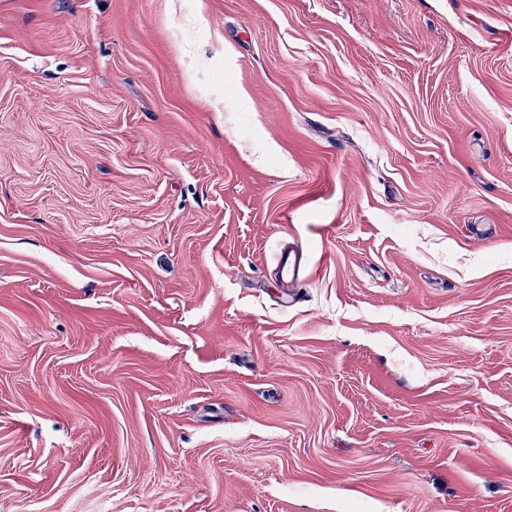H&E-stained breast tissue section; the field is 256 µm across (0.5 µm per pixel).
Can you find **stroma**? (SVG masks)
I'll return each mask as SVG.
<instances>
[{"label": "stroma", "mask_w": 512, "mask_h": 512, "mask_svg": "<svg viewBox=\"0 0 512 512\" xmlns=\"http://www.w3.org/2000/svg\"><path fill=\"white\" fill-rule=\"evenodd\" d=\"M0 512H512V0H0Z\"/></svg>", "instance_id": "1"}]
</instances>
